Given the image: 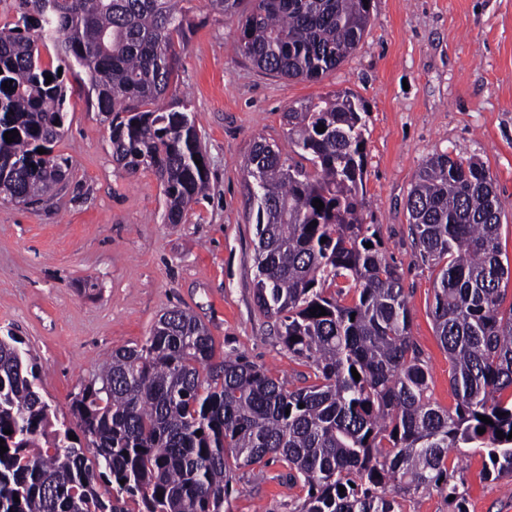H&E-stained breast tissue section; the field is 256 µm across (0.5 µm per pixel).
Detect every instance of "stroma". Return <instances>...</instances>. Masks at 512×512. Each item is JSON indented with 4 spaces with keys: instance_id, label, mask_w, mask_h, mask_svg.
<instances>
[{
    "instance_id": "35a3bbf8",
    "label": "stroma",
    "mask_w": 512,
    "mask_h": 512,
    "mask_svg": "<svg viewBox=\"0 0 512 512\" xmlns=\"http://www.w3.org/2000/svg\"><path fill=\"white\" fill-rule=\"evenodd\" d=\"M193 26L177 46L167 99L187 104L209 165V188L182 223L164 221L155 173L112 157L110 127L65 70L70 92L54 154L69 166L61 190L36 203L0 199V337L15 335L42 366L40 393L59 417L112 352L145 343L180 308L208 328L218 352L262 367L287 387L312 370L292 357L254 300L255 224L246 165L255 142L294 158L288 106L350 91L368 113L365 223L398 267L411 334L429 371L431 402L451 410V362L434 332L436 268L416 256L406 200L433 153L483 163L502 208L503 263L512 265V0H372V23L316 81L259 69L236 48L238 21L191 0ZM467 512H512V477L473 448L451 453ZM308 496L271 460L234 471L224 512H296Z\"/></svg>"
}]
</instances>
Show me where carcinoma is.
Returning <instances> with one entry per match:
<instances>
[{"label":"carcinoma","mask_w":512,"mask_h":512,"mask_svg":"<svg viewBox=\"0 0 512 512\" xmlns=\"http://www.w3.org/2000/svg\"><path fill=\"white\" fill-rule=\"evenodd\" d=\"M13 2L16 20L0 24V195L29 203L66 176L52 144L67 89L38 49L52 41L65 67L85 69L113 158L154 171L165 223H181L208 188L194 121L165 103L174 37L191 26L181 0ZM370 20L363 0H250L237 49L266 72L317 80L350 56ZM366 116L347 91L292 105L288 135L313 170L263 142L247 165L255 303L314 381L289 389L218 354L207 327L173 309L144 344L113 352L72 400L73 421L56 426L38 362L17 337L0 338V512H224L233 469L266 458L308 487L298 512H400L397 498L432 489L466 512L448 468L454 448L478 449L496 476H512V439L497 438L512 432V402L502 399L512 389L502 289L512 270L501 261L494 179L442 151L420 165L407 199L418 256L438 268L432 316L452 364L450 412L430 402L402 276L363 223ZM338 278L354 288L350 305L324 294ZM316 306L327 315H311Z\"/></svg>","instance_id":"obj_1"}]
</instances>
